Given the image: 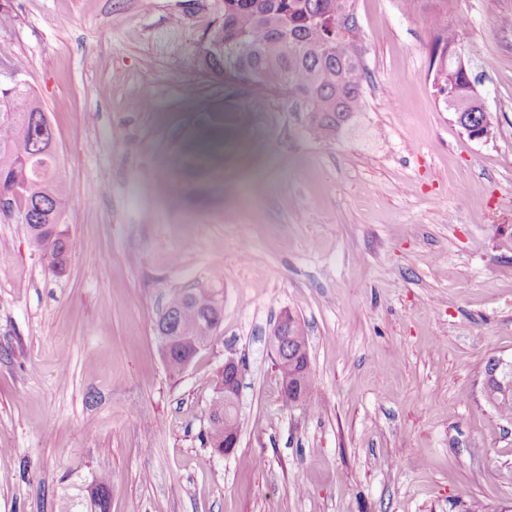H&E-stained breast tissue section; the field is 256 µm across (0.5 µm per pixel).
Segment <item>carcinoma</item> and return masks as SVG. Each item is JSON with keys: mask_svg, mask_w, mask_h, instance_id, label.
Listing matches in <instances>:
<instances>
[{"mask_svg": "<svg viewBox=\"0 0 512 512\" xmlns=\"http://www.w3.org/2000/svg\"><path fill=\"white\" fill-rule=\"evenodd\" d=\"M356 0H224L223 15L209 30L224 42V53L213 58L206 77L233 86L246 80L258 82L246 93L254 103L266 102L269 93L283 90L307 112V129L317 138H331L364 107L363 57H340L327 53L325 42L339 33L362 42L355 8ZM435 31L432 65L439 94L463 90L470 76L445 51L457 43L455 28L443 23L440 14L426 17ZM448 111L467 136L492 138V115L457 100H445ZM44 111L28 81L27 63L11 60V69L0 72V212L16 214L27 225L33 246L46 255L51 266L63 268L72 250L63 229L70 208L66 181L55 155L47 149L50 132L41 120ZM232 113L208 112L201 126L202 151L196 156L224 148V127ZM167 315L173 329L193 336L210 313L222 317L223 307L204 288H186L169 300ZM192 350L178 344L166 364L174 374ZM484 396L500 416L512 420V370L485 377ZM224 372H219L207 408L205 438L217 454L224 453V437L240 434L236 410L224 408ZM109 477L102 476L86 489L90 512H109Z\"/></svg>", "mask_w": 512, "mask_h": 512, "instance_id": "cac0c4a2", "label": "carcinoma"}]
</instances>
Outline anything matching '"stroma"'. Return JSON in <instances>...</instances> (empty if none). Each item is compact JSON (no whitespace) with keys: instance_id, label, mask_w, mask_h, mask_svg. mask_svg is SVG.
Masks as SVG:
<instances>
[{"instance_id":"35a3bbf8","label":"stroma","mask_w":512,"mask_h":512,"mask_svg":"<svg viewBox=\"0 0 512 512\" xmlns=\"http://www.w3.org/2000/svg\"><path fill=\"white\" fill-rule=\"evenodd\" d=\"M223 0H0L55 135L74 247L48 266L0 216V512H65L98 477L109 512H512V421L483 392L512 358V0L443 18L495 134L437 94L435 0H357L365 106L318 139L286 97L252 111L204 79ZM232 108L254 152L187 154ZM224 306L178 375L154 322L181 288ZM314 388L285 402L282 313ZM244 359L233 454L203 443L213 381ZM454 97L455 94L450 93L444 102L448 107V112H453L456 123L465 131L467 136L471 139L474 134L478 133L484 135V140L492 138L495 129L492 115L487 111L483 112L480 109L468 107L464 102L449 100ZM460 115H462L461 120H459Z\"/></svg>"}]
</instances>
